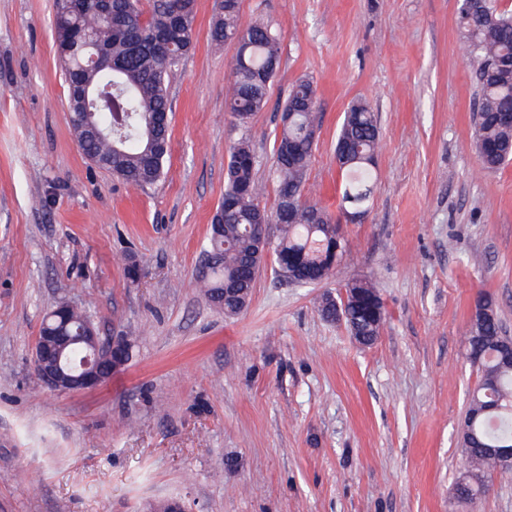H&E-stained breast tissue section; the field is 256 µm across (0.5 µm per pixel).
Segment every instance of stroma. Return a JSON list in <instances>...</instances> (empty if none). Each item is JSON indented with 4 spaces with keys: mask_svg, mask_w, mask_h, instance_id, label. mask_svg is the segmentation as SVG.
Instances as JSON below:
<instances>
[{
    "mask_svg": "<svg viewBox=\"0 0 512 512\" xmlns=\"http://www.w3.org/2000/svg\"><path fill=\"white\" fill-rule=\"evenodd\" d=\"M457 0H238L281 57L248 127L225 108L236 46L196 0L194 50L166 78L164 175L134 187L87 159L69 120L55 0H0V512H453L458 431L478 374L463 341L479 296L512 332V163L473 149L478 87ZM321 119L305 194L338 212L334 146L368 100L381 149L372 208L342 224L335 275L299 287L272 265L228 318L199 286L231 146L248 137L276 205L275 137L299 78ZM136 260L139 278L127 277ZM374 279L386 310L359 346L323 293ZM132 344L111 380L59 392L33 350L59 303Z\"/></svg>",
    "mask_w": 512,
    "mask_h": 512,
    "instance_id": "35a3bbf8",
    "label": "stroma"
}]
</instances>
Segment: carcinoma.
Wrapping results in <instances>:
<instances>
[{"mask_svg":"<svg viewBox=\"0 0 512 512\" xmlns=\"http://www.w3.org/2000/svg\"><path fill=\"white\" fill-rule=\"evenodd\" d=\"M238 0H221L220 15L211 39L237 41L232 62L233 82L226 105L236 125L247 127L252 116L267 104L268 76L278 67L281 41L268 23H239ZM459 33L466 44L479 87L473 146L480 164L494 170L512 161V125L499 116L512 113V12L496 0H477L458 13ZM194 0H151L149 15L133 11L129 0H112V18L87 12L73 18L55 13L53 27L68 30L66 45L58 55L64 74L82 70L87 41L112 44V69L99 71L95 86L112 88L114 109L96 95L89 97L93 119L112 136L89 138L76 132L83 154L127 183L141 187L163 177L169 150L170 104L165 76L194 48ZM274 144L277 204L269 211L261 205L256 183V157L245 137L230 150L224 197L212 224L207 255L206 294L212 305L233 317L249 304L256 280L258 225L261 219L277 225L272 246L274 273L291 276L298 285L328 281L342 255L340 225L325 206L304 196L315 134L319 127L316 86L297 81L289 92ZM377 115L369 102L360 100L344 114L336 139V161L342 174L339 209L368 212L377 188L375 159L379 149ZM344 293L358 302L336 310V299L322 296L318 311L327 320L342 319L351 336L377 339L386 310L378 289L370 281L352 280ZM497 305L482 295L472 317L466 359L477 368L479 381L470 394L462 424L465 468L454 481L457 499L472 501L487 493L492 474L512 469L489 448L512 446V362L495 352L491 340L501 332Z\"/></svg>","mask_w":512,"mask_h":512,"instance_id":"carcinoma-1","label":"carcinoma"}]
</instances>
